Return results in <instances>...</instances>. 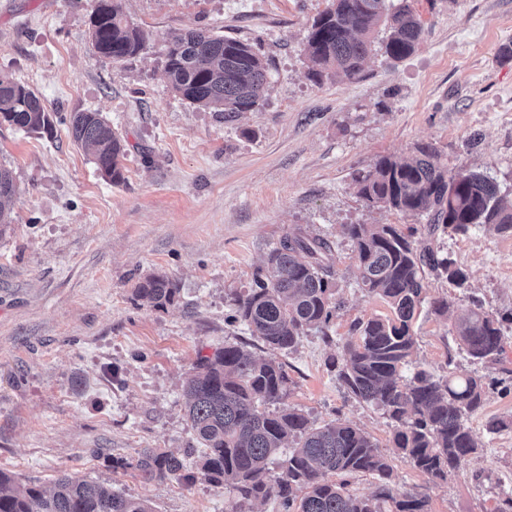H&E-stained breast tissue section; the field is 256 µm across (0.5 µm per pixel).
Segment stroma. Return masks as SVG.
<instances>
[{
	"mask_svg": "<svg viewBox=\"0 0 512 512\" xmlns=\"http://www.w3.org/2000/svg\"><path fill=\"white\" fill-rule=\"evenodd\" d=\"M147 36L112 62L90 39L97 0H0V73L26 84L56 117L54 135L0 124V165L17 194L0 226V471L41 490L69 475L147 500L153 512H229L233 492L198 478L203 453L186 414L183 380L200 358L237 344L277 357L286 402L313 425L339 419L368 432L390 457L401 490L428 512H498L512 493V324L500 362H473L451 319L422 305L402 369L437 377L506 378L468 419L478 452L446 480L391 447L375 406L350 397L328 360L357 341L355 321L390 314L358 287L349 224L424 229L423 217L369 206L353 179L383 156L429 144L449 171H484L512 194V0H411L423 26L416 50L371 54L359 77H308L310 27L330 0H119ZM203 30L248 42L267 59L269 87L235 121L182 99L165 72L169 41ZM98 112L125 140V180L112 184L72 139L67 121ZM333 248L336 296L327 332L272 353L235 321L268 252L295 229ZM438 245L469 273L467 289L429 278V297L478 299L512 311V232L479 226ZM178 285L162 307L137 300L146 276ZM181 457L193 482H147L145 449Z\"/></svg>",
	"mask_w": 512,
	"mask_h": 512,
	"instance_id": "1",
	"label": "stroma"
}]
</instances>
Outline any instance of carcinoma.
<instances>
[{"label":"carcinoma","instance_id":"carcinoma-1","mask_svg":"<svg viewBox=\"0 0 512 512\" xmlns=\"http://www.w3.org/2000/svg\"><path fill=\"white\" fill-rule=\"evenodd\" d=\"M384 25L381 49L389 58L411 55L422 24L409 5L393 0H332L314 20L306 52L309 78L320 85L339 74L359 76L374 51L375 32ZM96 53L119 61L142 51L146 35L128 25L117 5L98 0L90 19ZM172 90L183 99L233 120L259 106L268 84V62L241 40L188 31L173 39L166 61ZM0 120L25 130L51 134L54 121L41 99L10 75L0 74ZM74 141L93 156L114 184L125 180V141L98 112L70 116ZM356 194L372 205L428 218L429 234L440 227L466 234L476 226L512 232V198L480 171L453 173L436 151L417 147L412 157L385 156L354 177ZM16 194L11 170L0 166V224L11 223L6 209ZM356 252V280L369 295L391 308L386 318L355 325L358 342L346 344L334 361L347 393L381 409L394 422L393 447L419 471L445 480L478 446L468 418L485 400L482 378H441L424 370L405 380L403 367L415 345L412 322L425 300L428 272L446 275L457 288L468 287L465 269L430 244H414L413 230L398 224H348ZM332 247L328 240L298 229L269 251L248 293L236 300L237 313L251 335L271 350L292 351L300 338L325 332L336 310ZM179 288L163 273L141 281L135 294L153 307L174 300ZM437 315L455 313L454 333L467 355L496 363L504 349L503 318L480 305L457 307L446 299L431 302ZM289 378L282 363L258 361L238 345H226L212 359L199 362L185 381L187 417L205 451L202 478L235 492L232 512L242 503L277 499L283 512H426V500L395 488L389 458L372 438L339 420L309 426L307 417L284 405ZM268 404H279L276 411ZM282 472L269 464L289 439ZM135 468L143 479L187 480L183 461L173 453L147 449ZM360 473L377 476L373 497L347 489ZM0 512H153L147 502L125 497L101 484L61 478L47 492L20 487L0 471Z\"/></svg>","mask_w":512,"mask_h":512}]
</instances>
